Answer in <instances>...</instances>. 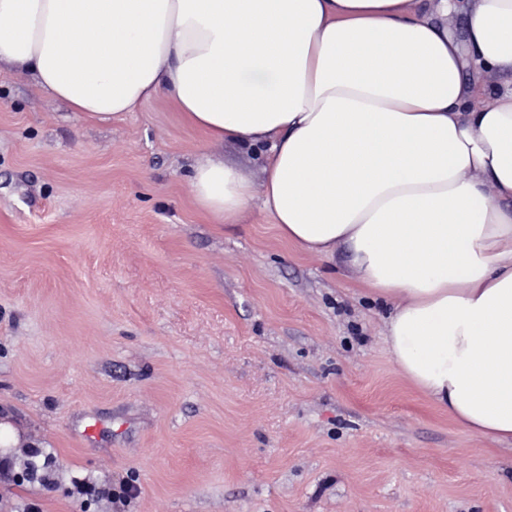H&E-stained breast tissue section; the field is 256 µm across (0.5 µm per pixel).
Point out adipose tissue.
I'll return each instance as SVG.
<instances>
[{"mask_svg":"<svg viewBox=\"0 0 512 512\" xmlns=\"http://www.w3.org/2000/svg\"><path fill=\"white\" fill-rule=\"evenodd\" d=\"M0 0V70L88 120L171 99L208 142L267 146L261 186L206 151L194 199L252 201L393 309L400 372L512 441V0Z\"/></svg>","mask_w":512,"mask_h":512,"instance_id":"obj_1","label":"adipose tissue"}]
</instances>
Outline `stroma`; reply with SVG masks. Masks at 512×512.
Wrapping results in <instances>:
<instances>
[{"instance_id": "35a3bbf8", "label": "stroma", "mask_w": 512, "mask_h": 512, "mask_svg": "<svg viewBox=\"0 0 512 512\" xmlns=\"http://www.w3.org/2000/svg\"><path fill=\"white\" fill-rule=\"evenodd\" d=\"M205 145L0 72V512H512V444L401 376L388 304L198 209Z\"/></svg>"}]
</instances>
